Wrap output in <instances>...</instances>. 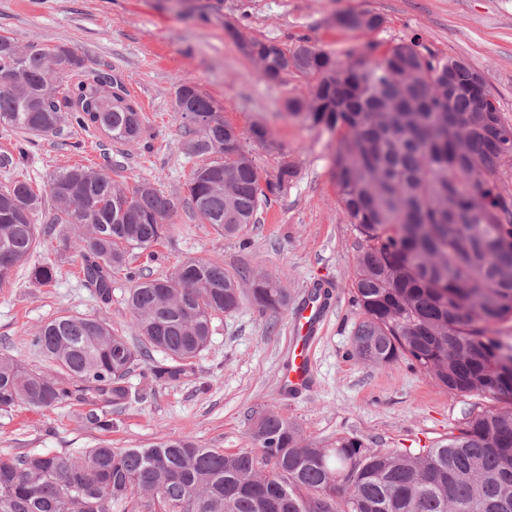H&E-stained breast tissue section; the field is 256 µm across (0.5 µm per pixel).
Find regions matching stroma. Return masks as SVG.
Wrapping results in <instances>:
<instances>
[{
	"label": "stroma",
	"mask_w": 512,
	"mask_h": 512,
	"mask_svg": "<svg viewBox=\"0 0 512 512\" xmlns=\"http://www.w3.org/2000/svg\"><path fill=\"white\" fill-rule=\"evenodd\" d=\"M344 10L382 14L386 23L374 40L415 36L438 56L464 58L483 74L512 121V0H0V35L21 46H70L89 68L110 64L146 129L138 143L114 142L75 125L64 136L30 142L0 132V154H13L17 162L11 173L0 171V185L24 181L45 198L53 174L84 166L118 182L147 179L166 193L185 194L202 160L183 148L185 122L173 100L178 85L190 84L214 100L240 133L256 124L266 128L267 144L250 147L262 175L290 164L297 176L239 238L219 235L193 211L179 209L171 235L154 256L133 253L132 268L158 275L187 258L213 259L231 272L269 274L296 299L315 283L333 291L313 352L312 382L297 394L280 386L293 312L261 315L245 305L214 318L210 343L182 382L162 385L142 371L132 373L130 386L148 398L116 414L111 433L87 426L88 407L77 402L19 407L0 413V452L75 453L98 444L145 448L170 437L230 454L251 448L250 420L268 409L297 422L306 440L322 445L355 434L374 450L432 448L473 407V397L440 388L406 363L380 367L352 356L360 319L352 288L358 240L338 202L335 142L288 112L289 98L306 93L307 79L290 73L280 83L265 82L224 30L232 23L286 50L306 36L341 58L360 42L333 26L334 14ZM63 235L56 228L32 256L36 263H56L53 285H37L25 266L0 286V350L33 368L43 361L30 339L51 318L79 314L104 317L116 327L131 324L124 273L113 276L112 301L102 304L81 286L80 260L74 249L62 248Z\"/></svg>",
	"instance_id": "35a3bbf8"
}]
</instances>
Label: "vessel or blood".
Returning a JSON list of instances; mask_svg holds the SVG:
<instances>
[{
	"label": "vessel or blood",
	"instance_id": "obj_1",
	"mask_svg": "<svg viewBox=\"0 0 512 512\" xmlns=\"http://www.w3.org/2000/svg\"><path fill=\"white\" fill-rule=\"evenodd\" d=\"M331 304L332 296L329 287L317 284L313 286L296 311L293 326L295 342L281 377L282 385L288 392H299L309 382L312 371L310 357L312 345Z\"/></svg>",
	"mask_w": 512,
	"mask_h": 512
}]
</instances>
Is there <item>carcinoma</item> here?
Wrapping results in <instances>:
<instances>
[{"mask_svg":"<svg viewBox=\"0 0 512 512\" xmlns=\"http://www.w3.org/2000/svg\"><path fill=\"white\" fill-rule=\"evenodd\" d=\"M385 18L338 13L336 28L368 36ZM270 83L292 72L307 93L289 114L335 140L338 202L358 237L353 301L361 318L352 355L387 366L406 362L460 396L497 405L470 411L434 448L372 451L355 435L329 446L303 438L273 410L250 431L256 450L226 454L186 438L149 448H83L79 454L0 453V512H512V341L494 326L512 317V122L479 72L459 57L423 52L411 37L367 40L341 61L307 39L291 51L226 27ZM208 158L184 198L149 180L132 186L101 170L53 175L49 225L30 186H0V285L25 264L56 224L78 231L80 281L104 304L112 275L126 272L135 335L95 316L60 315L31 338L46 369L0 352V412L99 402L85 423L112 431V413L147 394L128 377L146 363L155 381L180 382L207 347L212 319L248 302L286 311L288 289L267 274L232 275L224 263L188 258L168 273L132 271L131 252L153 251L182 204L225 236L254 223L296 172L262 178L241 133L194 86L175 90L174 108ZM138 143L137 106L106 70L88 71L66 45L18 46L0 36V129L61 135L71 125ZM55 263L31 268L40 286ZM161 358H156V355Z\"/></svg>","mask_w":512,"mask_h":512,"instance_id":"obj_1","label":"carcinoma"}]
</instances>
